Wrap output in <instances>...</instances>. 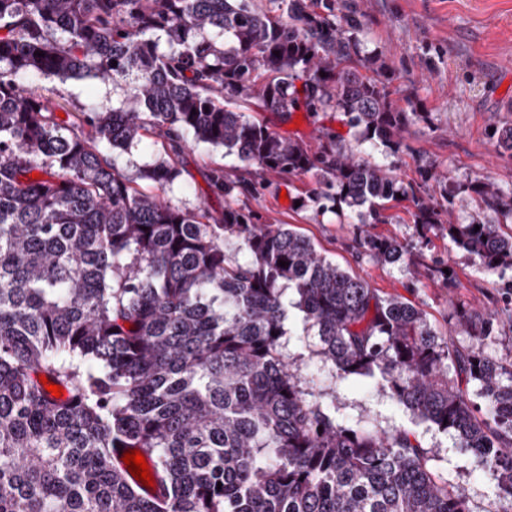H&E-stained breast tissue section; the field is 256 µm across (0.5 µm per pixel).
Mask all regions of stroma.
<instances>
[{
  "label": "stroma",
  "instance_id": "1",
  "mask_svg": "<svg viewBox=\"0 0 512 512\" xmlns=\"http://www.w3.org/2000/svg\"><path fill=\"white\" fill-rule=\"evenodd\" d=\"M365 14L360 34L363 53L379 55L393 86L399 87L397 103L412 94L429 112L426 122L410 124L404 138L407 152L389 155L372 149L370 159L395 167L404 181L422 195L436 192L434 182L423 181L422 166L447 173L449 182L480 179L502 189H512V156L503 154L493 137V127L512 125V0H353ZM35 86L52 99L57 115L74 112L93 99L112 94L111 85L94 78L40 77ZM247 117H259L281 136L317 144L322 130L341 131L350 138L346 118L339 112L303 116L300 127L274 112H257L255 106L239 107ZM183 175L166 198L174 205L196 210L205 205L219 211L223 197L212 193L207 176L223 169L227 179L245 176L244 165L224 149L197 142L182 157ZM317 186V176L267 177L265 188L255 197L237 195L235 206L251 210L257 223L289 224L310 238L317 249L342 268L365 279L380 294H399L423 309L432 327L442 336H452L460 309L496 312L503 308L495 277L479 260L445 238L432 239L423 254L394 265L358 258L353 239L364 229L358 216L333 211L300 209L293 200ZM409 201L390 202V218L372 224L370 233L402 242L413 241ZM437 262L448 263L456 286L446 287L432 273ZM310 337L303 335L298 319L288 322L286 352L293 368L308 381L323 384L317 360L309 359ZM340 415L367 426L416 432L424 447L436 457L438 474L467 488L473 512H490L494 483L475 459L457 448L451 435L415 422L379 390L377 382L351 377L336 390Z\"/></svg>",
  "mask_w": 512,
  "mask_h": 512
}]
</instances>
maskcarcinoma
<instances>
[{"label": "carcinoma", "instance_id": "obj_1", "mask_svg": "<svg viewBox=\"0 0 512 512\" xmlns=\"http://www.w3.org/2000/svg\"><path fill=\"white\" fill-rule=\"evenodd\" d=\"M274 2L275 16L254 0H0V512H473L414 433L336 414L327 399L350 376L452 434L495 481L494 512H512V361L489 353L512 312L460 313L467 341L450 344L424 310L227 202L260 183L213 171L219 212L135 183L171 188L193 139L265 174L316 172L301 206L362 208V224L410 201L417 241L363 231L356 246L373 260L394 264L433 235L512 271L511 192L480 180L450 191L448 174L424 167L439 192L424 197L364 158L369 146L409 150L403 131L428 115L412 98L397 107L389 78L361 73L377 58L360 55L358 9ZM38 76L110 80L112 98L68 128L25 87ZM237 102L288 119L341 112L353 139L327 131L313 148ZM150 132L158 159L135 179L120 173L109 152ZM468 198L469 222L453 223ZM293 315L318 336L324 387L284 353ZM130 450L155 487L131 475Z\"/></svg>", "mask_w": 512, "mask_h": 512}]
</instances>
